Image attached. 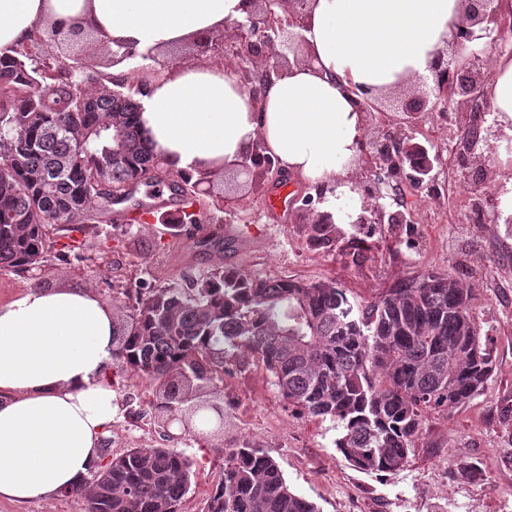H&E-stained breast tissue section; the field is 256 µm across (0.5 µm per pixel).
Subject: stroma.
Masks as SVG:
<instances>
[{
	"instance_id": "35a3bbf8",
	"label": "stroma",
	"mask_w": 512,
	"mask_h": 512,
	"mask_svg": "<svg viewBox=\"0 0 512 512\" xmlns=\"http://www.w3.org/2000/svg\"><path fill=\"white\" fill-rule=\"evenodd\" d=\"M221 62L230 71L241 65L233 56L214 57L193 44L172 47L155 61L131 64L113 76L116 84H147L167 67ZM368 140L413 135L431 147L437 159L431 188L416 187L400 175L401 199L383 201L387 211H403V224L375 227L376 246L362 261L341 251L311 250L307 230L324 212L325 200L296 174H289L292 203L286 214L269 209L278 179L254 178L230 168L215 175L224 193V212L205 225L192 224L178 239L161 235L173 207L160 206L131 225L115 221L97 245L112 262L116 285L159 286L176 281L183 271L215 264L264 278L316 281L336 277L350 301L376 300L394 281L427 270H450L471 288L470 308L493 349L494 371L481 395L453 412L425 415L403 470L365 473L350 466L335 448L336 431L290 405L278 392L264 366L255 359L225 373L221 394L233 415L223 439L188 447L191 487L181 512H206L207 500L222 474L224 448L246 441L279 464L288 485L317 504L320 512H512V231L494 221L491 209L512 190L496 178H483L496 168L495 158L479 161L464 149L457 112L440 105L408 127L381 114L367 116ZM473 187L462 193L460 184ZM233 226L243 236L238 247L216 251L202 246L205 228ZM49 288L94 287L109 291L99 276L76 259L50 260L41 271ZM118 409L110 438L112 452L163 447L160 427L146 418L154 400L147 380L116 371ZM471 461L480 469L472 480L454 477L457 463Z\"/></svg>"
}]
</instances>
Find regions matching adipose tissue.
Listing matches in <instances>:
<instances>
[{
	"mask_svg": "<svg viewBox=\"0 0 512 512\" xmlns=\"http://www.w3.org/2000/svg\"><path fill=\"white\" fill-rule=\"evenodd\" d=\"M247 0H0V56L36 27L102 33L155 55L213 38L243 19ZM466 15L465 0H310L292 67L254 106L219 64L173 66L151 80L142 130L168 168L192 177L240 164L255 144L323 190L328 207L363 205L351 161L365 137L352 92L378 97L430 77ZM497 128L512 137V55H496L488 84ZM112 311L92 288L30 289L0 304V497L49 500L102 462L115 418Z\"/></svg>",
	"mask_w": 512,
	"mask_h": 512,
	"instance_id": "ef3b65f1",
	"label": "adipose tissue"
}]
</instances>
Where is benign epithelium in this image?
Returning a JSON list of instances; mask_svg holds the SVG:
<instances>
[{"mask_svg":"<svg viewBox=\"0 0 512 512\" xmlns=\"http://www.w3.org/2000/svg\"><path fill=\"white\" fill-rule=\"evenodd\" d=\"M501 0H468L465 22L455 35L450 50L438 55L431 67L434 86L422 91L392 108L406 116V123L414 124L422 112L434 111L441 102L453 100L465 124L471 116L484 111V89L490 77L479 67L483 50L471 49L467 56H459L466 42L477 39L500 51L512 54V14L502 9ZM308 0H250L246 17L236 23L237 40L233 42L206 41L203 52L247 57L262 61L260 72L241 71L244 84L271 86L275 80L293 66L287 53L293 51L295 29L304 27ZM479 30H474V27ZM423 145L409 136L398 143L388 138L359 141L355 163L373 165L378 170L397 173ZM263 155L262 145L256 144L253 152L244 158L240 167L246 173L274 172V163L255 164Z\"/></svg>","mask_w":512,"mask_h":512,"instance_id":"1","label":"benign epithelium"}]
</instances>
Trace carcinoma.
<instances>
[{
	"mask_svg": "<svg viewBox=\"0 0 512 512\" xmlns=\"http://www.w3.org/2000/svg\"><path fill=\"white\" fill-rule=\"evenodd\" d=\"M84 69L79 56L59 61L29 36L0 56V270L27 275L51 258L74 256L100 268L87 239L100 217L133 204L140 186L172 175L137 121L139 93ZM123 116L112 128V110ZM81 136L76 142L74 134ZM177 175L171 188L178 223H198L201 198L224 209V196ZM344 229L329 217L308 225L311 249L332 252ZM74 240L70 246L64 240ZM470 288L451 271L427 270L394 282L354 310L333 279L267 280L216 266L185 272L165 286L112 289L114 366L149 381L152 415H181L184 440L224 433L229 415L216 388L230 360L258 358L284 399L301 413L330 420L336 449L353 467L393 473L405 467L423 416L479 396L492 372L487 341L469 309ZM102 448L110 461L85 484L87 512H180L191 462L175 446ZM206 512H318L294 492L279 464L239 441L224 449V478Z\"/></svg>",
	"mask_w": 512,
	"mask_h": 512,
	"instance_id": "1",
	"label": "carcinoma"
}]
</instances>
